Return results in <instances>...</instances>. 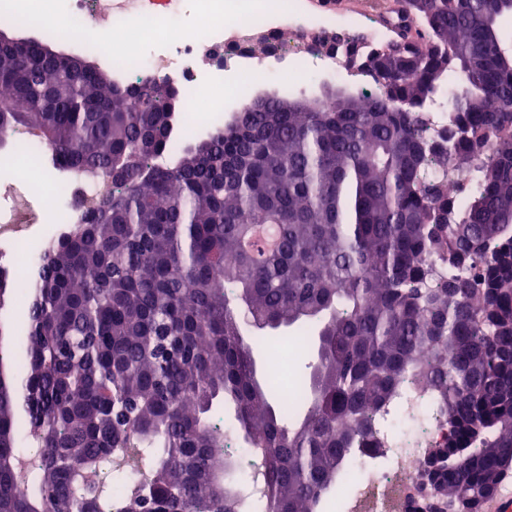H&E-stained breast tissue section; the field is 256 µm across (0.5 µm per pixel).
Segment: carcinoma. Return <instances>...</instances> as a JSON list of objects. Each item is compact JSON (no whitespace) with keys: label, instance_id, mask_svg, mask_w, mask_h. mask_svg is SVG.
<instances>
[{"label":"carcinoma","instance_id":"carcinoma-1","mask_svg":"<svg viewBox=\"0 0 512 512\" xmlns=\"http://www.w3.org/2000/svg\"><path fill=\"white\" fill-rule=\"evenodd\" d=\"M512 0H401L382 44L328 51L372 90L246 98L171 156L180 95L0 34V147L36 133L57 168L105 176L31 284L19 410L0 393V512H315L405 383L448 423L421 474L433 512L512 472ZM463 88L441 105V80ZM472 170L467 203L448 180ZM277 245L250 248L255 226ZM299 329L315 360L284 407L258 338ZM231 431L261 458L214 451ZM36 445L18 448L23 423ZM121 475L112 489L90 474Z\"/></svg>","mask_w":512,"mask_h":512}]
</instances>
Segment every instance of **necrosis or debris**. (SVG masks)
I'll use <instances>...</instances> for the list:
<instances>
[{
	"instance_id": "1",
	"label": "necrosis or debris",
	"mask_w": 512,
	"mask_h": 512,
	"mask_svg": "<svg viewBox=\"0 0 512 512\" xmlns=\"http://www.w3.org/2000/svg\"><path fill=\"white\" fill-rule=\"evenodd\" d=\"M14 3L0 0V23L16 25L31 16L40 36L51 40L67 21H77L74 51L100 56L124 84L168 80L178 88L186 113L193 111L213 75L264 73L277 64L294 73L331 74L339 66L338 57L310 54L299 41L288 45L277 64L253 50L255 31L277 37L340 25L339 16L313 8L309 0H27L23 12ZM128 28L140 35L133 54L114 38ZM13 141L14 149L0 155V170L6 173L0 181V266L24 268L31 278L37 254L27 246L34 230L51 233L59 225L81 222L109 182L74 169L48 174L33 132L21 131ZM302 347L296 336L269 344L267 363L280 381L282 402L289 406L297 403L299 392L288 358ZM382 431L388 443L382 453L356 448L345 461L336 489L343 512H406L420 479L419 463L442 435L432 394L408 389L399 412L383 421Z\"/></svg>"
}]
</instances>
